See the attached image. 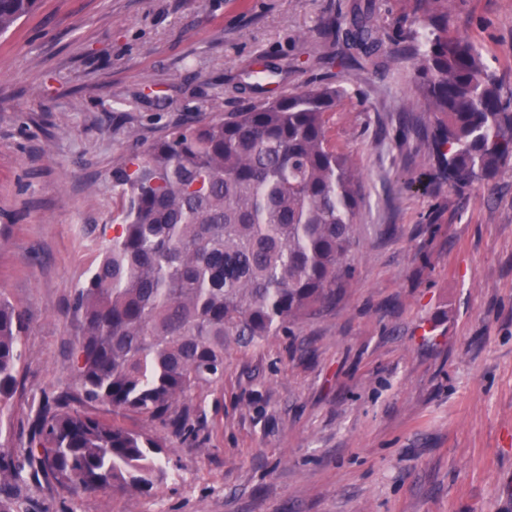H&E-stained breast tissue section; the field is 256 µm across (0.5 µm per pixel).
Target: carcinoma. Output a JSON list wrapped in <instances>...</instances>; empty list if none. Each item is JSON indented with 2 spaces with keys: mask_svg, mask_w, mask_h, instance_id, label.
<instances>
[{
  "mask_svg": "<svg viewBox=\"0 0 512 512\" xmlns=\"http://www.w3.org/2000/svg\"><path fill=\"white\" fill-rule=\"evenodd\" d=\"M410 43L448 185L489 183L512 160V112L448 0H417ZM38 0H0V35ZM354 44L375 43L355 20ZM346 90L313 76L298 93L174 127L112 167L113 235L66 314L72 388L45 398L26 450L0 448V512L43 479L72 495H150L167 476L168 435L190 431L194 394L248 346L331 305L352 279L361 175L326 137ZM25 309L0 294V412L17 391ZM139 416L156 429H131Z\"/></svg>",
  "mask_w": 512,
  "mask_h": 512,
  "instance_id": "carcinoma-1",
  "label": "carcinoma"
}]
</instances>
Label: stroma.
Listing matches in <instances>:
<instances>
[{
    "instance_id": "1",
    "label": "stroma",
    "mask_w": 512,
    "mask_h": 512,
    "mask_svg": "<svg viewBox=\"0 0 512 512\" xmlns=\"http://www.w3.org/2000/svg\"><path fill=\"white\" fill-rule=\"evenodd\" d=\"M417 0H39L0 37V294L24 308L0 444L22 450L73 382L65 314L113 215L112 166L189 119L345 88L328 134L363 174L354 277L335 305L248 348L193 398L151 495L20 512H512V161L465 191L438 177L413 59ZM370 17L377 46L349 37ZM512 94V0H450ZM269 69L263 82L253 73Z\"/></svg>"
}]
</instances>
